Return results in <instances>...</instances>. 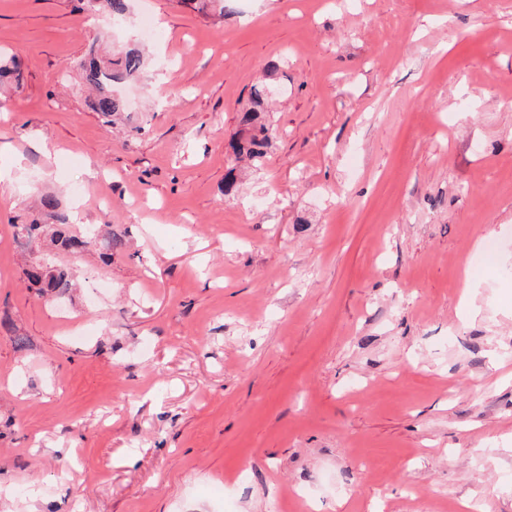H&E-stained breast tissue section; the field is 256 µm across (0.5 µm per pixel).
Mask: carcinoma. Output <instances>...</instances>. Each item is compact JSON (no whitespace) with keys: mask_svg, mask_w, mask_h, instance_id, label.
Returning <instances> with one entry per match:
<instances>
[{"mask_svg":"<svg viewBox=\"0 0 512 512\" xmlns=\"http://www.w3.org/2000/svg\"><path fill=\"white\" fill-rule=\"evenodd\" d=\"M91 7H101L107 10L114 20H122L128 12V0H90ZM198 14L209 17H224V7L220 0H181ZM145 59L137 46H130L112 53H99L92 48L81 61L86 84L97 92L92 106L93 110L113 125L123 119L127 105L125 100L116 95L112 86L118 82L138 79L143 73ZM271 93L270 87L262 85L254 88L251 93V105L239 115V130L230 148L234 160L248 159L251 163L260 165L266 158L273 142L278 137L277 130L264 121L265 102ZM58 200L53 195L40 198L39 210L32 215L31 220L16 225L17 235L32 244L40 240L47 225H55L52 232V242L55 246L74 253L88 251L98 246L107 251V255L123 247V240L111 236L100 242L96 237L86 234L75 236L69 234L65 226L68 224L66 215L58 211ZM29 282L40 288L46 294L65 293L72 287L70 275L56 268L51 263L35 266L25 271Z\"/></svg>","mask_w":512,"mask_h":512,"instance_id":"carcinoma-1","label":"carcinoma"}]
</instances>
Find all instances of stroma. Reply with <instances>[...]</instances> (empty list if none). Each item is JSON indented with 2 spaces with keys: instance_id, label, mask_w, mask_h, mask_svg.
Listing matches in <instances>:
<instances>
[{
  "instance_id": "stroma-1",
  "label": "stroma",
  "mask_w": 512,
  "mask_h": 512,
  "mask_svg": "<svg viewBox=\"0 0 512 512\" xmlns=\"http://www.w3.org/2000/svg\"><path fill=\"white\" fill-rule=\"evenodd\" d=\"M95 41L145 49L113 126L78 66ZM13 54L0 512H512V0H131L117 29L0 0ZM265 83L280 135L228 201ZM47 193L70 233L124 241H42L73 272L54 298L15 229Z\"/></svg>"
}]
</instances>
